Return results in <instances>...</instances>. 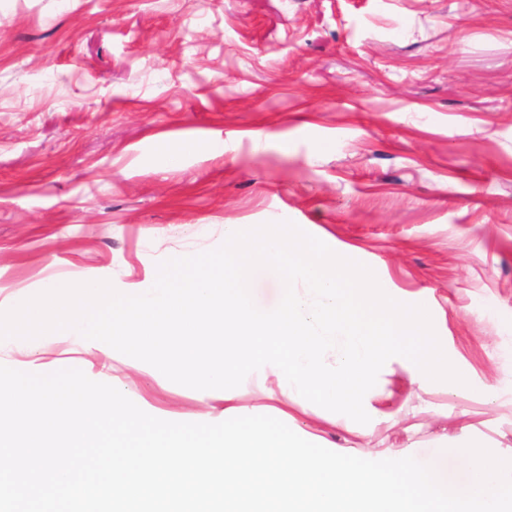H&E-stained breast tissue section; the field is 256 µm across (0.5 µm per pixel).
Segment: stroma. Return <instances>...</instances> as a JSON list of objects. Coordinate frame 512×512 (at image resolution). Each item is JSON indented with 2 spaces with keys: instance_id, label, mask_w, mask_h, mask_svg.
<instances>
[{
  "instance_id": "1",
  "label": "stroma",
  "mask_w": 512,
  "mask_h": 512,
  "mask_svg": "<svg viewBox=\"0 0 512 512\" xmlns=\"http://www.w3.org/2000/svg\"><path fill=\"white\" fill-rule=\"evenodd\" d=\"M282 221L424 305L464 383L392 357L359 424L268 400V368L228 400L70 336L0 341V364L367 460L512 459V0H0V303L49 278L146 288L225 225Z\"/></svg>"
}]
</instances>
